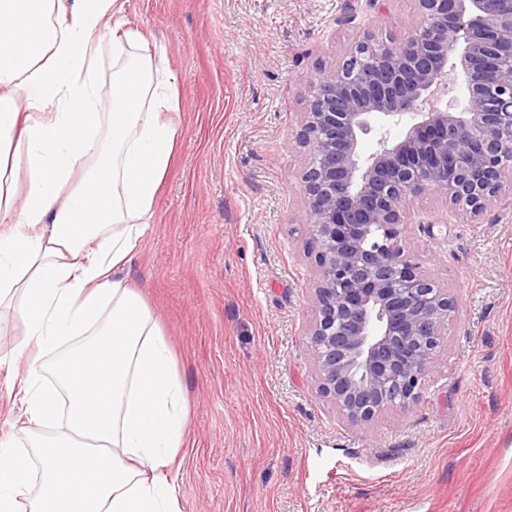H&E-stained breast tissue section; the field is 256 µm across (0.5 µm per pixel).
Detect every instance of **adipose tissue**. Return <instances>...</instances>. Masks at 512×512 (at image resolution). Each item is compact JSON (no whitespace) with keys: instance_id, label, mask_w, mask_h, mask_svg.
<instances>
[{"instance_id":"adipose-tissue-1","label":"adipose tissue","mask_w":512,"mask_h":512,"mask_svg":"<svg viewBox=\"0 0 512 512\" xmlns=\"http://www.w3.org/2000/svg\"><path fill=\"white\" fill-rule=\"evenodd\" d=\"M142 48L121 0H0V308L25 330L30 424L24 446L0 441V512H181L187 401L118 275L178 134L175 78Z\"/></svg>"}]
</instances>
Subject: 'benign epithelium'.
<instances>
[{
  "label": "benign epithelium",
  "instance_id": "1",
  "mask_svg": "<svg viewBox=\"0 0 512 512\" xmlns=\"http://www.w3.org/2000/svg\"><path fill=\"white\" fill-rule=\"evenodd\" d=\"M400 37L369 28L312 82L294 145L319 248L309 298L317 393L351 425L416 402L438 367L449 289L405 255L406 206L429 192L467 221L512 188V0H415ZM462 74L463 109L437 105ZM402 123L364 156L369 119Z\"/></svg>",
  "mask_w": 512,
  "mask_h": 512
}]
</instances>
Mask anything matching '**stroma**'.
Returning <instances> with one entry per match:
<instances>
[{"label":"stroma","instance_id":"stroma-1","mask_svg":"<svg viewBox=\"0 0 512 512\" xmlns=\"http://www.w3.org/2000/svg\"><path fill=\"white\" fill-rule=\"evenodd\" d=\"M180 102L155 220L122 274L159 316L188 403L181 512H512V205L469 223L424 194L405 251L458 305L414 404L360 427L316 393L318 269L293 148L311 84L360 34L402 35L414 0H124ZM0 323V439L20 436Z\"/></svg>","mask_w":512,"mask_h":512}]
</instances>
